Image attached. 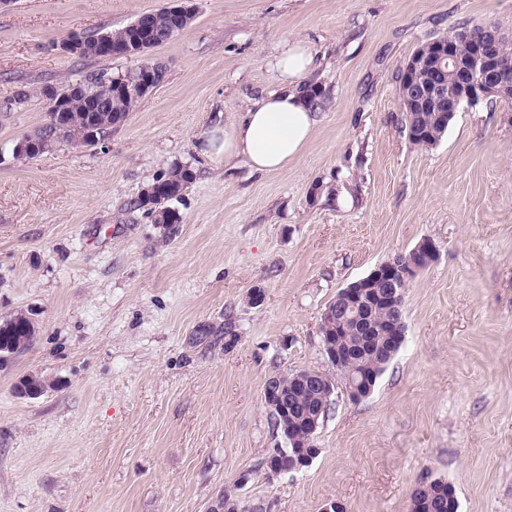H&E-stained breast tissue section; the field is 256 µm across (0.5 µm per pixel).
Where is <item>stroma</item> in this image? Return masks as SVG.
Wrapping results in <instances>:
<instances>
[{
    "label": "stroma",
    "mask_w": 512,
    "mask_h": 512,
    "mask_svg": "<svg viewBox=\"0 0 512 512\" xmlns=\"http://www.w3.org/2000/svg\"><path fill=\"white\" fill-rule=\"evenodd\" d=\"M194 4L146 58L106 63L60 44L167 0L0 6V321L22 312L38 329L0 365V512H210L227 493L250 512H409L434 480L459 512H512V106H463L424 147L399 98L421 44L512 29V0ZM296 39L322 101L302 155L269 174L202 157L216 124L279 90L272 66ZM147 59L167 80L105 144L13 158L46 120L43 87ZM178 166L194 180L171 228L133 202ZM424 238L438 254L407 285L406 335L374 391L356 401L336 384L318 456L270 474L284 440L268 380L332 373L327 305ZM29 374L39 397L15 391Z\"/></svg>",
    "instance_id": "1"
}]
</instances>
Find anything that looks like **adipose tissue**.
Here are the masks:
<instances>
[{
    "mask_svg": "<svg viewBox=\"0 0 512 512\" xmlns=\"http://www.w3.org/2000/svg\"><path fill=\"white\" fill-rule=\"evenodd\" d=\"M284 79L280 91L264 97L240 120L215 127L202 148L207 157H244L258 173L287 169L312 139L318 114L304 99L300 86L313 69L304 41L284 47L274 61Z\"/></svg>",
    "mask_w": 512,
    "mask_h": 512,
    "instance_id": "1",
    "label": "adipose tissue"
}]
</instances>
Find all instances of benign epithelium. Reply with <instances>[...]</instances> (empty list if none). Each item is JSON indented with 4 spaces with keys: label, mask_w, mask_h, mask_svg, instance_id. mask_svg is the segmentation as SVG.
<instances>
[{
    "label": "benign epithelium",
    "mask_w": 512,
    "mask_h": 512,
    "mask_svg": "<svg viewBox=\"0 0 512 512\" xmlns=\"http://www.w3.org/2000/svg\"><path fill=\"white\" fill-rule=\"evenodd\" d=\"M166 9L179 21L193 15L195 11L193 0H169ZM463 38L471 41V51L466 65H461L456 56V39L439 36L420 45L422 51L415 53L405 67V76L409 80L413 79L419 70L432 72L429 83L412 85L406 104L417 111L425 102H431L434 111L442 116L444 125L448 124V118L455 116L464 102L474 103L486 98L512 101V81L504 77V64L495 52L499 40L498 31L487 27L476 35L466 32ZM62 48L74 54L88 51L104 61H109L115 56L112 43L107 40H99L88 46L80 39L70 38L62 43ZM460 70L463 71L465 80L459 83L458 97L450 102L442 96V90L448 85V79L456 76ZM166 76V69L159 67L156 62H148L142 65L134 83L116 78L112 86L123 92L131 89L133 93L144 97L162 85ZM78 88L79 84L76 83L66 93H60L54 88L45 90L44 98L48 112L47 131L37 139L29 138L20 141L19 149L35 157L48 149L56 137V127L64 123L66 101ZM410 256L427 265L436 259L437 250L430 239L424 238L411 251ZM417 269L418 266L414 263L406 269L392 260L378 264L367 276L339 292L336 301L330 303L322 314L324 323L336 321L338 315L362 322L366 320L367 307L397 304L402 298L405 279L410 276V272ZM292 388L310 391L324 400L333 394L334 381L314 370L291 373L289 385L286 387L277 380L272 381L265 389L264 401L271 413L280 421L287 420L289 390ZM45 389V382L31 374L21 378L16 386V392L20 396L29 398L42 395ZM321 414L320 409L314 413H305L303 416L305 427L299 431L290 428L287 423L284 424V427L288 428V444L291 445L292 452L288 454V461L281 462L273 469V474L298 471L311 464L318 454L314 439L320 427Z\"/></svg>",
    "instance_id": "7a95c632"
}]
</instances>
